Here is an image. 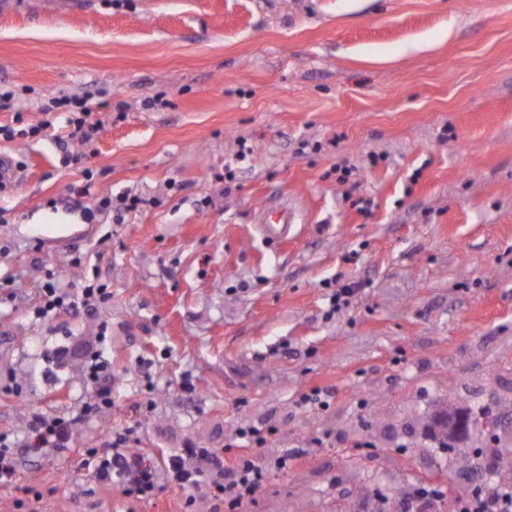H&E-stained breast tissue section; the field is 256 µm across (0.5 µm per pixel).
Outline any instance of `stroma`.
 <instances>
[{
  "label": "stroma",
  "instance_id": "35a3bbf8",
  "mask_svg": "<svg viewBox=\"0 0 512 512\" xmlns=\"http://www.w3.org/2000/svg\"><path fill=\"white\" fill-rule=\"evenodd\" d=\"M0 85V125L81 95L104 122L71 165L55 129L0 138L21 164L0 191V434L78 418L65 451L20 449L0 512H183L166 484H96L87 449L127 430L230 464L264 420L268 456L303 454L247 512H362L434 469V399L512 407V0H8ZM122 193L146 203L85 219ZM284 203L297 224L265 238ZM91 273L108 301L36 317L48 281L76 296ZM103 333L112 405L82 419ZM315 388L328 407H300Z\"/></svg>",
  "mask_w": 512,
  "mask_h": 512
}]
</instances>
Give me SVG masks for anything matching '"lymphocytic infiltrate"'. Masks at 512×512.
<instances>
[{"instance_id": "1", "label": "lymphocytic infiltrate", "mask_w": 512, "mask_h": 512, "mask_svg": "<svg viewBox=\"0 0 512 512\" xmlns=\"http://www.w3.org/2000/svg\"><path fill=\"white\" fill-rule=\"evenodd\" d=\"M58 110L63 111L72 136L85 144L92 142L101 124L91 121L86 98L55 99L43 108L47 114ZM87 378L94 394L81 407L80 414L84 417L112 404V364L104 351L92 353L87 363ZM73 426V419L36 413L26 425L24 438L29 447L62 451L71 444ZM272 431V426L267 424L242 428L240 438L248 444L250 452L238 457L229 467L225 466L223 455L192 441L158 461L132 450L129 433L116 432L104 448L92 450V476L103 486L121 489L123 494L140 499L150 498L161 479L186 493L208 482L215 496L223 501L226 512H240L243 506L254 503L271 470L286 469L301 454L300 449L293 448L276 458H268L264 446Z\"/></svg>"}]
</instances>
